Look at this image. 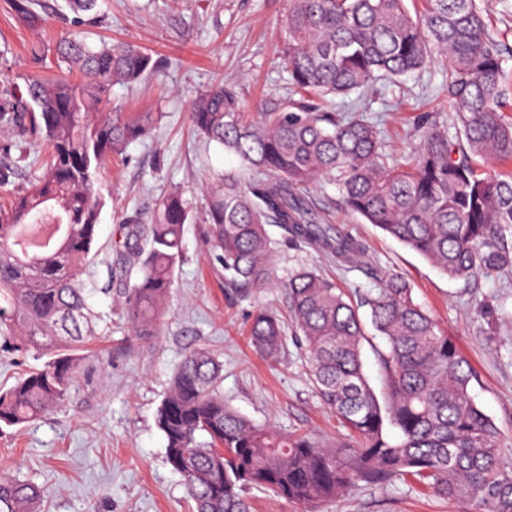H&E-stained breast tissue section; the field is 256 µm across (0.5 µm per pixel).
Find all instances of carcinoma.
I'll return each instance as SVG.
<instances>
[{"label": "carcinoma", "mask_w": 512, "mask_h": 512, "mask_svg": "<svg viewBox=\"0 0 512 512\" xmlns=\"http://www.w3.org/2000/svg\"><path fill=\"white\" fill-rule=\"evenodd\" d=\"M405 0H288L282 22L288 80L323 99L348 95L423 68L437 53L447 75L456 136L425 118L415 157L389 161L376 128L360 116L289 103L247 120L232 85L218 81L195 102L196 132L253 172L247 185L221 178L211 192L208 246L237 293L273 279L275 242L266 225L338 257L363 253L353 237L322 224L301 187L338 182L341 203L417 252L450 279L469 280L512 266V75L502 67L485 0H425L412 16ZM16 15L41 23L32 0H12ZM83 81L25 78V95L0 100V124L51 147L43 173L0 209V335L50 359L0 390V429L17 427L67 400L85 360L80 344L102 321L80 280L90 262L101 207L98 170L106 157L149 136V112L110 105L114 82L134 84L156 68L135 45L99 46L79 36L56 45ZM190 209L182 194L163 195L150 224L124 225L117 251L137 261L138 280L118 292L133 335L158 334L164 302L183 251ZM291 331L304 352L315 393L348 431L320 443L285 435L224 403L221 369L204 349L187 352L157 412L166 457L181 475L192 512H251L248 488L309 506L310 512L361 484L411 477L468 512H512V460L500 431L471 395L472 367L403 278L388 275L361 302L315 268L285 284ZM384 348H375L381 392L364 371L368 340L359 309ZM281 314L258 309L250 344L275 360L284 352ZM45 490L0 475V512H40Z\"/></svg>", "instance_id": "carcinoma-1"}]
</instances>
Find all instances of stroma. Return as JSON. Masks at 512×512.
Segmentation results:
<instances>
[{
	"mask_svg": "<svg viewBox=\"0 0 512 512\" xmlns=\"http://www.w3.org/2000/svg\"><path fill=\"white\" fill-rule=\"evenodd\" d=\"M287 0H98L94 22L75 25L66 0H36L42 22H21L11 0H0V91L23 84L40 70L72 75L71 64L53 47L78 31L89 44H134L152 55L158 68L135 84H113L109 99L125 113L156 112L149 137L128 144L102 168L97 188L100 213L97 255L81 273L92 288L90 302L104 327L88 337L94 355L67 400L46 417L0 435V473L46 486L47 512H190L184 481L166 461L157 410L184 353L203 348L222 366L221 391L239 413L282 433H309L326 443L344 430L315 394L295 344L274 361L249 345L246 325L260 308L285 310L283 288L304 267L318 268L357 295L375 293L373 270L403 277L416 303L456 343L476 378L472 394L501 433L512 458V267L471 280H452L397 240L384 235L340 204L337 184L322 178L306 197L324 223L338 227L365 248L364 258L339 261L311 245L293 242L284 225L267 230L276 244L274 285L246 297L228 292L205 237L210 189L219 175L245 176L233 155L194 130L193 101L215 82L234 84L249 119L262 110L299 101L282 66L280 21ZM489 24L512 73V0H490ZM44 48L35 60L32 45ZM438 62L397 81L335 99L336 112H356L380 133L388 157L413 156V128L429 115L449 123L452 109L443 91ZM46 145L21 139L0 125V166L17 176L0 187V207L40 175ZM186 198L193 219L183 231V255L158 336L144 341L129 330L115 286L134 282L136 268H120L116 246L123 226L150 223L156 204L172 188ZM44 356L19 341L0 337V387L12 386ZM328 512H466L462 501L443 499L409 480L363 485Z\"/></svg>",
	"mask_w": 512,
	"mask_h": 512,
	"instance_id": "obj_1",
	"label": "stroma"
}]
</instances>
